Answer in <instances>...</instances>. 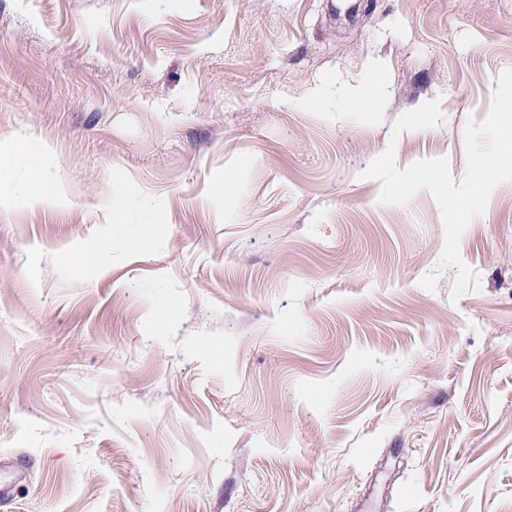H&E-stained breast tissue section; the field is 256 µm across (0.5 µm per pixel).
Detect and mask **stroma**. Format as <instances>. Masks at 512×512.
<instances>
[{"instance_id": "stroma-1", "label": "stroma", "mask_w": 512, "mask_h": 512, "mask_svg": "<svg viewBox=\"0 0 512 512\" xmlns=\"http://www.w3.org/2000/svg\"><path fill=\"white\" fill-rule=\"evenodd\" d=\"M508 68L512 0H0V157L61 196L0 204V512H512V181L455 301L364 175L462 180Z\"/></svg>"}]
</instances>
